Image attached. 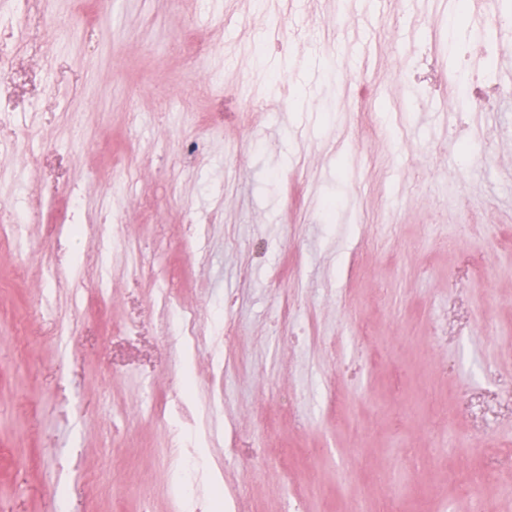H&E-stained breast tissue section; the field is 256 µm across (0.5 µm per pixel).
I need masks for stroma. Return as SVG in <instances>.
I'll list each match as a JSON object with an SVG mask.
<instances>
[{"label":"stroma","instance_id":"1","mask_svg":"<svg viewBox=\"0 0 512 512\" xmlns=\"http://www.w3.org/2000/svg\"><path fill=\"white\" fill-rule=\"evenodd\" d=\"M372 9L350 55L337 0H33L0 83V512H174L176 429L238 512L391 484L461 512L479 474L512 512V37L449 44L489 0Z\"/></svg>","mask_w":512,"mask_h":512}]
</instances>
